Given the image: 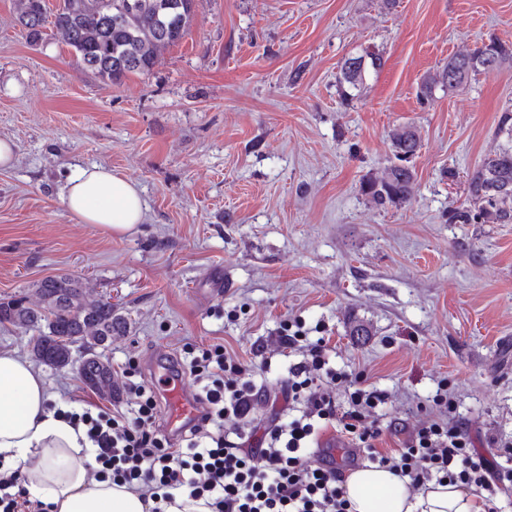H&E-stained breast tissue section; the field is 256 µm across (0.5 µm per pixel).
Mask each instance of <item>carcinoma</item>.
Segmentation results:
<instances>
[{
	"mask_svg": "<svg viewBox=\"0 0 512 512\" xmlns=\"http://www.w3.org/2000/svg\"><path fill=\"white\" fill-rule=\"evenodd\" d=\"M125 0H60L47 14L45 0H18L19 21L34 41L42 39L47 26L70 48L83 68L111 83L131 74L148 73L161 51L179 43L189 30L195 0H136L132 10ZM358 63L352 67L349 62ZM344 62L339 76L343 101L351 103L366 77L385 64L382 53L365 48ZM512 64V43L497 39L472 52H458L440 70L428 75L420 86V98L431 101L435 91H451L466 85L478 74H492ZM497 135L498 147L486 155L466 180V200L448 207L450 224H512V110L503 111ZM395 162L381 174L364 181L362 195L377 206L410 202L416 190L412 159L421 148L418 132L409 126L391 131ZM36 299L18 296L0 301V324L37 329L32 351L49 366L71 362L70 347L79 343L87 356L80 377L100 395L112 397V369L98 348L121 330L112 317V303L94 295L93 285L80 277L61 274L37 281Z\"/></svg>",
	"mask_w": 512,
	"mask_h": 512,
	"instance_id": "obj_1",
	"label": "carcinoma"
}]
</instances>
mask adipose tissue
Returning <instances> with one entry per match:
<instances>
[{"label":"adipose tissue","instance_id":"obj_1","mask_svg":"<svg viewBox=\"0 0 512 512\" xmlns=\"http://www.w3.org/2000/svg\"><path fill=\"white\" fill-rule=\"evenodd\" d=\"M62 203L78 223L109 236L125 235L144 220L136 187L103 166L76 168ZM66 412L51 404L30 360L0 352V465L21 470L28 497L50 504L52 512H150L139 493L95 475L91 443ZM344 488L351 512H483L471 490L431 481L414 492L407 479L378 466L354 470Z\"/></svg>","mask_w":512,"mask_h":512}]
</instances>
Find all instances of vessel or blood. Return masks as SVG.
I'll return each mask as SVG.
<instances>
[{"label":"vessel or blood","mask_w":512,"mask_h":512,"mask_svg":"<svg viewBox=\"0 0 512 512\" xmlns=\"http://www.w3.org/2000/svg\"><path fill=\"white\" fill-rule=\"evenodd\" d=\"M153 378L164 400L165 425L169 431H179L189 419L201 415L202 408L194 400L187 379L172 365L167 353H160L156 360L153 366Z\"/></svg>","instance_id":"b4317fda"}]
</instances>
